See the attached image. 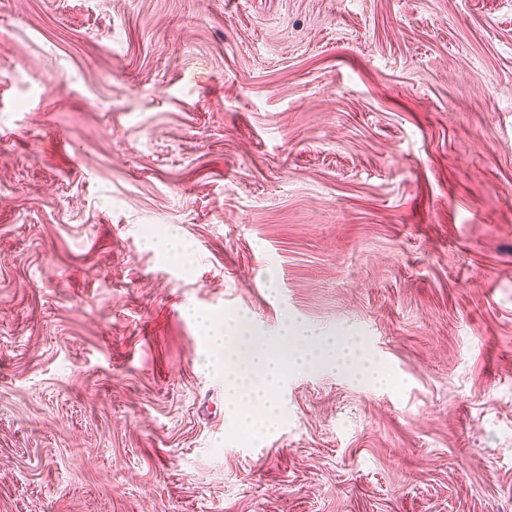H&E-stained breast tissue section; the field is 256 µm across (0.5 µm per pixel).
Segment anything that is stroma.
Here are the masks:
<instances>
[{"instance_id": "obj_1", "label": "stroma", "mask_w": 512, "mask_h": 512, "mask_svg": "<svg viewBox=\"0 0 512 512\" xmlns=\"http://www.w3.org/2000/svg\"><path fill=\"white\" fill-rule=\"evenodd\" d=\"M0 512H512V0H0Z\"/></svg>"}]
</instances>
